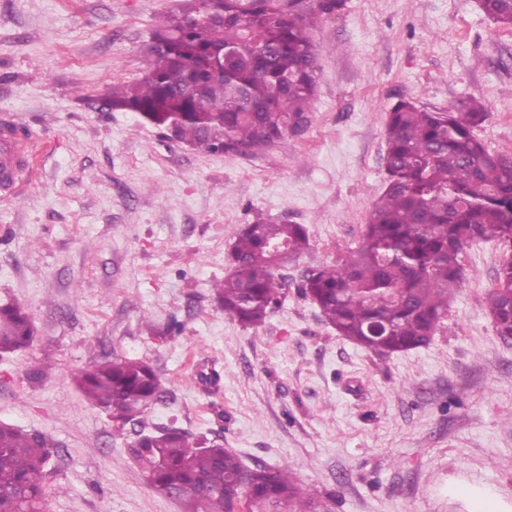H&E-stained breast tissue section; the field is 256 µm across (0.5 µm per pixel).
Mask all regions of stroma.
<instances>
[{
    "instance_id": "35a3bbf8",
    "label": "stroma",
    "mask_w": 512,
    "mask_h": 512,
    "mask_svg": "<svg viewBox=\"0 0 512 512\" xmlns=\"http://www.w3.org/2000/svg\"><path fill=\"white\" fill-rule=\"evenodd\" d=\"M186 0H0V116L40 143L30 184L0 195V305L33 343L0 355V424L46 437L47 512H183L132 462L138 432L220 440L245 466L285 467L332 512H466L449 487L512 502V341L486 310L503 250L465 248L430 344L379 354L338 336L297 286L358 247L384 191L391 107L456 111L512 157V27L477 0H349L310 29V125L256 154L219 155L107 106L139 78L151 32ZM305 225L276 269L265 321L212 298L235 232L257 216ZM149 363L165 396L117 427L71 374L91 358Z\"/></svg>"
}]
</instances>
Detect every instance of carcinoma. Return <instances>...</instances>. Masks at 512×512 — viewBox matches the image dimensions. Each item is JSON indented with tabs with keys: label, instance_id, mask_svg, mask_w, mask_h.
<instances>
[{
	"label": "carcinoma",
	"instance_id": "cac0c4a2",
	"mask_svg": "<svg viewBox=\"0 0 512 512\" xmlns=\"http://www.w3.org/2000/svg\"><path fill=\"white\" fill-rule=\"evenodd\" d=\"M348 0H196L153 30L143 76L112 85V109L135 112L196 148L223 143L224 154L268 148L288 129L308 125L317 80L309 29L338 16ZM483 13L512 26V0H479ZM230 58L221 59V51ZM475 98L460 112H434L414 100L391 109L386 186L362 242L342 262L309 269L301 292L346 340L396 353L428 345L448 318L464 275L460 256L477 241L512 247V159L490 152L475 133L487 118ZM309 245L302 224L261 217L236 233L215 301L241 325L264 322L278 304L273 249ZM487 309L495 332L512 340V258L504 256ZM30 315L0 305V354L26 347ZM84 397L124 427L163 394L145 361L93 359L72 373ZM44 437L0 426V512H43ZM152 488L180 492L184 512H329L286 469L248 468L223 444H189L175 428L140 432L130 446Z\"/></svg>",
	"mask_w": 512,
	"mask_h": 512
}]
</instances>
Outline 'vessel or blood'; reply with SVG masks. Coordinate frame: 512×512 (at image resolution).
I'll return each instance as SVG.
<instances>
[{
    "instance_id": "b4317fda",
    "label": "vessel or blood",
    "mask_w": 512,
    "mask_h": 512,
    "mask_svg": "<svg viewBox=\"0 0 512 512\" xmlns=\"http://www.w3.org/2000/svg\"><path fill=\"white\" fill-rule=\"evenodd\" d=\"M38 144L31 135L18 132L15 123L0 122V193L11 194L33 176L31 157Z\"/></svg>"
}]
</instances>
